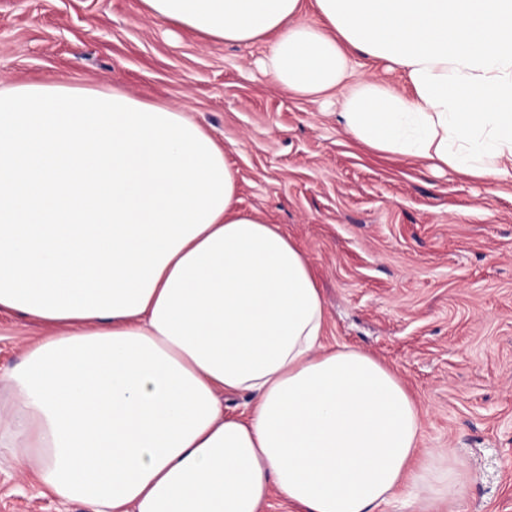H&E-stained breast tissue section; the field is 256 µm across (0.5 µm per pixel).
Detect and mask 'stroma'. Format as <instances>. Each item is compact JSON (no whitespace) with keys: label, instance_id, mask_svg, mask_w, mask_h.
Instances as JSON below:
<instances>
[{"label":"stroma","instance_id":"stroma-1","mask_svg":"<svg viewBox=\"0 0 512 512\" xmlns=\"http://www.w3.org/2000/svg\"><path fill=\"white\" fill-rule=\"evenodd\" d=\"M268 41L195 37L139 0H0V86L71 82L186 112L224 147L239 206L307 255L325 342L396 371L422 410L409 481L377 512H512V178L431 171L358 144L344 88L289 94ZM41 329L0 313V375ZM465 475L448 505V461ZM0 512H88L0 458Z\"/></svg>","mask_w":512,"mask_h":512}]
</instances>
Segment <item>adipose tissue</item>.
<instances>
[{
	"mask_svg": "<svg viewBox=\"0 0 512 512\" xmlns=\"http://www.w3.org/2000/svg\"><path fill=\"white\" fill-rule=\"evenodd\" d=\"M217 42L274 35L264 68L319 96L359 52L358 143L512 177V0H140ZM45 327L0 376V453L88 512H376L422 434L405 383L323 343L305 253L238 205L223 148L184 112L59 83L0 89V312ZM251 398L248 416L220 396Z\"/></svg>",
	"mask_w": 512,
	"mask_h": 512,
	"instance_id": "adipose-tissue-1",
	"label": "adipose tissue"
}]
</instances>
